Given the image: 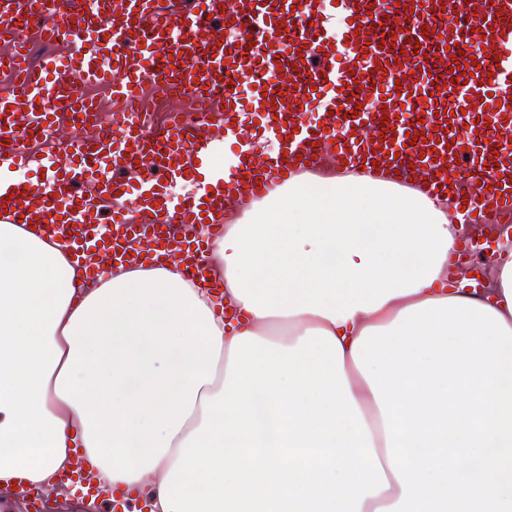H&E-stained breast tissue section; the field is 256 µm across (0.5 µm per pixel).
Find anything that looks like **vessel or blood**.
Listing matches in <instances>:
<instances>
[{
    "instance_id": "vessel-or-blood-1",
    "label": "vessel or blood",
    "mask_w": 512,
    "mask_h": 512,
    "mask_svg": "<svg viewBox=\"0 0 512 512\" xmlns=\"http://www.w3.org/2000/svg\"><path fill=\"white\" fill-rule=\"evenodd\" d=\"M71 2L0 0V23L18 27L0 43V221L48 225L86 278L99 275L89 256L136 262L145 240L204 274L197 229L224 233L215 185L260 199L328 153L352 171L398 170L433 196L463 192L466 222L512 217V0H94L84 14ZM217 18L233 40L212 30ZM434 18L456 19L451 37L430 31ZM149 80L192 100L198 123L175 110L149 126L134 106ZM95 85L124 109L104 113L82 92ZM64 112L109 123L59 166L29 144L51 142ZM221 139L241 145L239 165L202 174ZM32 165L50 176L17 179ZM189 174L194 190L172 199L170 184Z\"/></svg>"
}]
</instances>
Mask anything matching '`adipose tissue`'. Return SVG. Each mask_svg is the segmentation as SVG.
Here are the masks:
<instances>
[{"instance_id":"adipose-tissue-1","label":"adipose tissue","mask_w":512,"mask_h":512,"mask_svg":"<svg viewBox=\"0 0 512 512\" xmlns=\"http://www.w3.org/2000/svg\"><path fill=\"white\" fill-rule=\"evenodd\" d=\"M452 198L299 174L209 244L78 292L0 223V483L82 449L153 512H512V225L489 289Z\"/></svg>"}]
</instances>
